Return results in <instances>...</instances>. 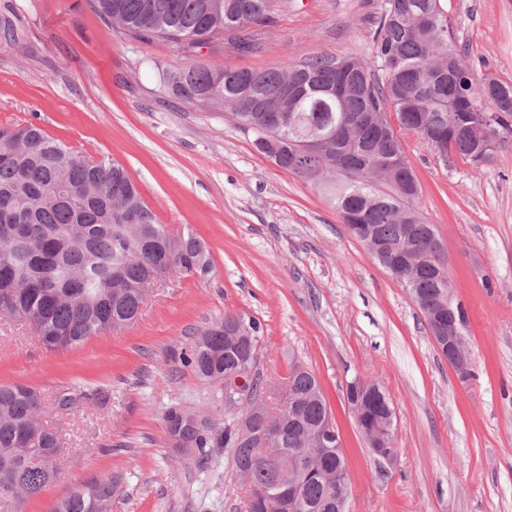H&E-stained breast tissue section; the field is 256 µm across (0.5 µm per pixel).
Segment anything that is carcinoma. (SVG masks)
Instances as JSON below:
<instances>
[{
	"label": "carcinoma",
	"mask_w": 512,
	"mask_h": 512,
	"mask_svg": "<svg viewBox=\"0 0 512 512\" xmlns=\"http://www.w3.org/2000/svg\"><path fill=\"white\" fill-rule=\"evenodd\" d=\"M105 22L135 37L155 36L190 53L219 34L240 52L254 48L248 33L288 9V0H93ZM372 61L349 56L351 67L336 69L337 58L312 55L296 65L272 70L226 67L159 66L162 89L204 107L229 106L254 135L256 149L279 168L317 183L341 220L352 209L370 225L381 255L405 247V225L412 224L417 247L414 277L397 278L408 294L419 293L422 315L448 306V254L435 250L434 225L419 212L420 196L407 200L388 183L376 189V169L399 180L417 182L402 145L401 132L416 134L434 151L459 155L473 164L475 141L454 128L477 123L493 113L491 135L497 148L512 146V83H490L467 63L442 0H384L369 32ZM303 89L294 102L272 101L280 124L254 100L290 81ZM395 114L397 125L381 126L375 114ZM330 141L317 159L298 160L305 137ZM205 243L193 234H172L158 222L125 169L96 161L27 123L0 127V289L12 290L0 313L29 323L49 351L74 349L90 337L134 324L157 277L194 275L193 260ZM243 322L249 333L227 352L225 329ZM263 327L254 318L228 313L195 341L184 356L203 378L252 368ZM252 403L261 407L259 425L281 428L272 447L242 440L224 426V447L248 488L247 512L255 498L278 494L290 481L299 486L296 512H338L345 485L336 472L346 467L342 452L330 448L312 455L313 428L336 429L317 378L300 366L275 387L253 382ZM37 391L0 384V512H23L51 481L42 473L40 449L61 455L60 435L42 419ZM375 398L357 420L365 429L385 417ZM48 512H112V479L75 486Z\"/></svg>",
	"instance_id": "obj_1"
}]
</instances>
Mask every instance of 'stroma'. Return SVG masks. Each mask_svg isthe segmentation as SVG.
Instances as JSON below:
<instances>
[{"label": "stroma", "instance_id": "1", "mask_svg": "<svg viewBox=\"0 0 512 512\" xmlns=\"http://www.w3.org/2000/svg\"><path fill=\"white\" fill-rule=\"evenodd\" d=\"M382 0H292L259 47L213 40L188 54L113 29L90 0H0V124L33 122L95 159L121 164L159 223L192 232L213 260L204 278L172 277L140 319L50 352L0 315V384L40 391L69 465L25 512H47L80 483L111 479L112 512H244L223 430L238 410L182 361L226 313L264 328L257 370L315 375L344 448L349 512H512V148L487 164L442 163L401 136L421 186L419 210L448 252L468 315L471 375L438 352L408 292L342 223L314 184L258 152L231 109L188 105L159 88L154 65L276 69L305 57H371ZM467 60L512 83V0H445ZM380 384L396 413L391 457L360 433L346 386ZM68 389L73 407H53ZM109 391L99 403L96 390ZM214 424L206 447H175L169 415Z\"/></svg>", "mask_w": 512, "mask_h": 512}]
</instances>
